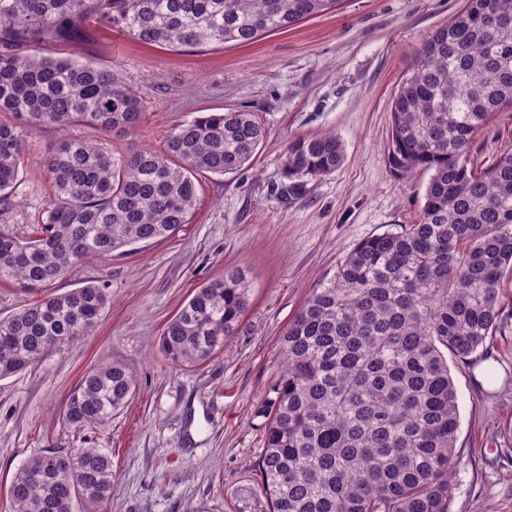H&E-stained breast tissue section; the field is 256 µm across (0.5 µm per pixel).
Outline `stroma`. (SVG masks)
Instances as JSON below:
<instances>
[{
    "instance_id": "1",
    "label": "stroma",
    "mask_w": 512,
    "mask_h": 512,
    "mask_svg": "<svg viewBox=\"0 0 512 512\" xmlns=\"http://www.w3.org/2000/svg\"><path fill=\"white\" fill-rule=\"evenodd\" d=\"M464 0H340L288 31L248 45L188 52L142 44L116 27H90L83 45H36L114 70L140 91L138 132L113 134V152L159 147L170 129L206 112L254 115L266 137L233 174L198 175L196 204L175 236L85 259L65 283L107 284L111 300L91 335L47 351L30 370L0 380V512L17 470L46 450L95 447L112 457V492L99 512H268L258 489L264 418L255 411L279 378L280 339L311 294L333 279L362 240L416 223L429 171L389 164L391 106L422 43ZM335 133L345 160L330 175L284 193L288 143ZM88 128L42 127L29 140L0 230L32 236L51 193L44 160ZM512 152V112L476 129L469 162L481 170ZM240 270L249 306L235 336L204 364H172L159 349L168 321L193 289ZM502 321L488 342L494 382L457 360L448 366L458 405L461 464L450 512H512V276ZM126 364L135 390L102 427L63 420L82 375Z\"/></svg>"
}]
</instances>
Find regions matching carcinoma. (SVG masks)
<instances>
[{"mask_svg":"<svg viewBox=\"0 0 512 512\" xmlns=\"http://www.w3.org/2000/svg\"><path fill=\"white\" fill-rule=\"evenodd\" d=\"M339 0H0V200L44 126L108 136L138 129L142 97L110 69L68 56L26 55L31 44L78 41L117 24L160 48L249 44L286 31ZM512 109V0H465L434 30L392 102L390 163L432 172L418 222L371 236L317 289L281 339L283 364L257 415L265 419L260 493L269 512H449L460 464L457 391L448 357L470 359L501 320L499 290L512 272V154L468 168L474 131ZM265 130L249 112H214L176 125L157 149L114 154L72 136L49 155L53 193L36 235L0 232V282L42 291L0 318V379L37 364L96 327L110 293L55 285L87 257L110 258L168 238L188 223L196 176L232 174L254 157ZM344 160L336 134L289 142V189ZM249 303L239 270L194 289L159 347L195 366L237 334ZM128 367L85 373L66 421L104 425L133 393ZM112 488L100 448L45 450L9 487L11 512H97Z\"/></svg>","mask_w":512,"mask_h":512,"instance_id":"cac0c4a2","label":"carcinoma"}]
</instances>
